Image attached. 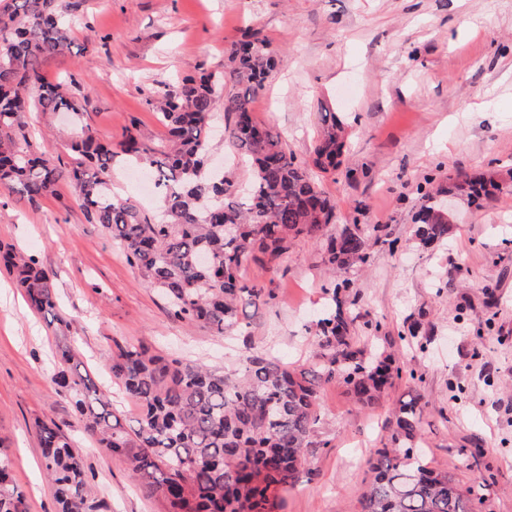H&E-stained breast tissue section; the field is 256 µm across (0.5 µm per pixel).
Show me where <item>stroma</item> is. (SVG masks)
I'll return each instance as SVG.
<instances>
[{
	"instance_id": "obj_1",
	"label": "stroma",
	"mask_w": 512,
	"mask_h": 512,
	"mask_svg": "<svg viewBox=\"0 0 512 512\" xmlns=\"http://www.w3.org/2000/svg\"><path fill=\"white\" fill-rule=\"evenodd\" d=\"M75 16L70 50L46 57L42 73L84 100L83 112L21 117L28 140L51 159L70 161V144L85 131L116 143L133 126L147 144L164 142L153 92L223 70L227 48L246 34L277 61L251 109L297 160L309 159L324 113H335L348 133L342 163L315 179L335 202L337 223L377 224L393 241L372 245L350 290L358 333L416 369L390 400L418 398L432 466L461 486H481L476 512H512V0H78ZM209 154L225 178L247 185L220 112ZM482 173L500 189L478 206L459 199L447 244L413 241L426 194ZM0 248L52 270L58 301L54 314L32 310L0 267V453L27 512H57L42 472L40 420L70 437L100 512H165L120 456L84 432L69 394L53 384L60 346L77 351L130 429L136 405L107 365L115 346L216 369L256 352L305 364L326 304L318 248L302 238L277 276L245 266L246 280L271 282L276 295L241 313L248 336L188 326L65 181L35 200L0 190ZM416 322L428 338L423 349L398 338ZM319 401L328 445L311 459L313 476L285 493L281 512H357L365 459L387 441L388 408L358 407L334 383Z\"/></svg>"
}]
</instances>
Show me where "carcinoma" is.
<instances>
[{"label":"carcinoma","instance_id":"1","mask_svg":"<svg viewBox=\"0 0 512 512\" xmlns=\"http://www.w3.org/2000/svg\"><path fill=\"white\" fill-rule=\"evenodd\" d=\"M71 0H0V188L29 198L55 191L64 180L80 206L112 233L127 260L163 294L173 316L217 336L246 324L240 310L267 304L273 290L248 283L242 269L257 262L272 273L294 242H316L321 264L342 280L325 287L328 304L317 321L310 363L290 366L256 355L231 371L166 358L141 347L116 346L109 370L139 407L128 431L108 410L89 374L68 347L60 349L53 382L69 392L83 429L99 446L123 457L130 476L161 497L167 512H279L283 493L300 480L320 439L319 389L337 383L358 405L386 402L402 367L380 345L356 336L357 315L348 290L369 259L371 242L387 243L378 225L344 224L326 233L335 206L310 176L336 170L345 130L336 115L324 119L309 165L296 161L273 127L256 121L250 103L272 78L275 60L265 42L246 35L227 52L224 72L202 71L174 89L154 92L150 103L168 131L162 148L131 128L118 147L86 131L61 165L37 153L21 114L82 110L78 101L40 69L43 58L72 44ZM229 119L224 138L252 171L244 191L207 171L213 113ZM123 157L148 165L158 189L159 213L142 212L112 198V163ZM494 178L448 185L473 200L490 197ZM448 217L427 196L414 237L423 245L448 241ZM0 263L30 306L56 309L53 273L36 259L6 252ZM388 446L367 459L370 479L358 496L359 512H473L477 491L418 455L422 410L413 401L389 409ZM46 476L58 512H94L82 458L54 423L36 422ZM0 512H26V498L0 454Z\"/></svg>","mask_w":512,"mask_h":512}]
</instances>
